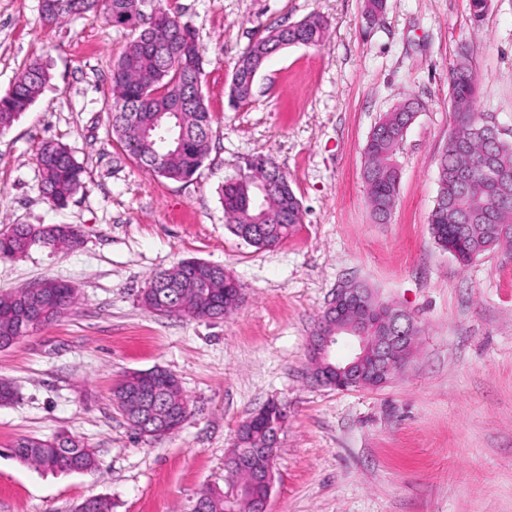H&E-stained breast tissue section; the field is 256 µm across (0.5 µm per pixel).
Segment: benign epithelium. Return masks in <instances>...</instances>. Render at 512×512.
<instances>
[{
	"label": "benign epithelium",
	"mask_w": 512,
	"mask_h": 512,
	"mask_svg": "<svg viewBox=\"0 0 512 512\" xmlns=\"http://www.w3.org/2000/svg\"><path fill=\"white\" fill-rule=\"evenodd\" d=\"M326 314L336 317V326L329 330L324 326L319 328L309 343L316 382L338 390L378 388L404 368L405 352L413 349L415 339L413 322L404 311L376 300L354 283H344L336 288ZM346 335L356 339L358 347L348 360L335 362L331 350ZM270 407L280 413L268 428L269 441L275 444L286 426L288 414L276 403ZM274 465L272 457L260 473L266 493L256 500L254 512H268Z\"/></svg>",
	"instance_id": "7a95c632"
}]
</instances>
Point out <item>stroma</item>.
Segmentation results:
<instances>
[{"label": "stroma", "mask_w": 512, "mask_h": 512, "mask_svg": "<svg viewBox=\"0 0 512 512\" xmlns=\"http://www.w3.org/2000/svg\"><path fill=\"white\" fill-rule=\"evenodd\" d=\"M196 32L209 152L187 182L150 173L109 128L111 70L132 39L102 13L44 22L39 0H0V94L30 61L50 82L0 132V233L12 224H74V250L33 247L0 258V296L47 278L70 282L73 312L0 349V512H73L89 497L112 512H190L224 484L239 425L270 401L286 407L269 512H512V258L494 248L460 265L430 234L437 160L453 120L448 71L470 45L476 112L512 142V0H490L481 28L470 0H162ZM317 13L321 45L274 53L248 106L227 89L248 44ZM414 98L397 155L390 223L371 215L366 140L383 112ZM82 163L84 189L65 208L43 196L45 141ZM288 174L302 205L272 249L233 235L220 192L257 154ZM224 265L244 287L221 320L147 312L150 278L183 259ZM408 312L420 333L406 368L377 389L313 381L309 340L344 281ZM175 374L191 413L174 435L138 437L112 403L131 371ZM69 434L94 448L87 473L52 474L9 454L21 436Z\"/></svg>", "instance_id": "35a3bbf8"}]
</instances>
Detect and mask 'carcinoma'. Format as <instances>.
<instances>
[{"label": "carcinoma", "mask_w": 512, "mask_h": 512, "mask_svg": "<svg viewBox=\"0 0 512 512\" xmlns=\"http://www.w3.org/2000/svg\"><path fill=\"white\" fill-rule=\"evenodd\" d=\"M145 0H39L43 19L56 21L103 8L114 26L130 28L138 35L112 65L111 131L124 151L145 168L167 180L182 182L193 178L203 166L208 151L212 115L202 91L194 83L201 80L203 57L195 30L176 23L162 30L151 24L143 11ZM327 20L311 14L289 26L270 27L252 41L238 58L229 84V101L238 108L252 101L255 77L265 60L281 44L317 46L324 41ZM50 81L47 65L28 63L15 77L11 88L0 96V132L36 102ZM448 93L453 127L458 139L467 142L469 178L465 186L455 179L460 158L452 144L438 159V190L428 223L435 243L442 249L453 244L459 262L503 243L512 244V197L500 199L496 184L482 170L490 158L512 172V144L494 140L475 112L478 82L471 64L470 46L461 48L448 72ZM413 102L405 101L384 113L375 123L364 148L363 178L368 186L369 204L375 221L387 223L396 204L400 172L396 154L405 135L401 133ZM41 190L58 208L83 188L84 168L71 150L46 142L37 155ZM278 174L283 186L269 197L259 186ZM221 203L229 230L245 243L266 248L278 245L302 223L301 202L286 173L269 157H257L227 180L221 189ZM78 226L64 224L56 232L40 233L32 224H15L0 236V258L27 253L33 246L74 249L81 244ZM53 291L38 303V317L22 315L29 301L15 294L0 297V348H7L42 327L69 314L75 304L72 287L54 279ZM151 294H141L142 306L154 311L153 298L162 296L174 308V316L211 320L238 308L243 300L240 283L214 282L204 301L199 288L183 276L181 264L161 271L148 284ZM142 388L150 393L141 400L132 398ZM113 405L129 426L145 436L147 424L171 416L188 407L180 384L172 376L151 381L125 374L112 391ZM266 421L247 426L241 423L236 447L261 448L266 442ZM13 457L24 465L52 473L89 472L97 468L96 453L83 442L57 435L51 439L23 436L12 446ZM267 465L259 455L247 463L229 459L227 485H242L239 496L226 500L225 490L214 488L205 503V512H250L249 500L264 492L254 482L255 473Z\"/></svg>", "instance_id": "carcinoma-1"}]
</instances>
